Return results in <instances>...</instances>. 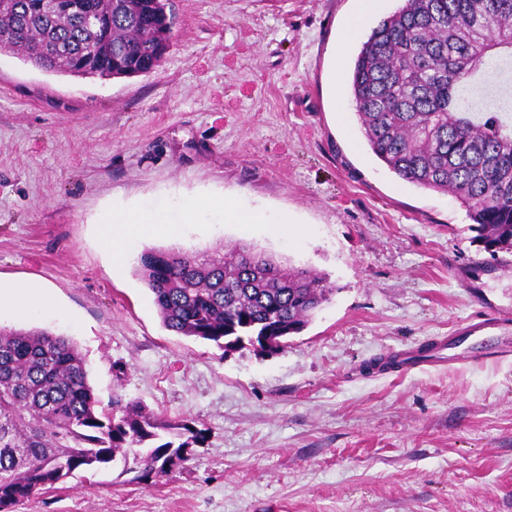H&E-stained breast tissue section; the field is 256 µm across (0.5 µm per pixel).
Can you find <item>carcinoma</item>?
Instances as JSON below:
<instances>
[{"label": "carcinoma", "mask_w": 512, "mask_h": 512, "mask_svg": "<svg viewBox=\"0 0 512 512\" xmlns=\"http://www.w3.org/2000/svg\"><path fill=\"white\" fill-rule=\"evenodd\" d=\"M163 0H8L0 49L81 78L154 72L170 47ZM101 16L107 28L94 24ZM99 49V63L83 65ZM512 0H406L372 28L354 63L352 104L372 153L401 179L453 194L486 247L512 250ZM137 275L163 326L224 342L300 332L334 285L263 253L206 258L149 249ZM118 394L104 406L76 344L45 329L0 327V512L65 482L122 463L167 473L171 448L201 445Z\"/></svg>", "instance_id": "obj_1"}]
</instances>
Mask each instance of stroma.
<instances>
[{
    "mask_svg": "<svg viewBox=\"0 0 512 512\" xmlns=\"http://www.w3.org/2000/svg\"><path fill=\"white\" fill-rule=\"evenodd\" d=\"M404 4L381 0L340 70L353 0H170L171 46L133 78L0 50V283L58 308L0 325L66 336L100 401L206 436L183 468L79 471L14 512H512V357L386 365L490 309L512 315V252L485 250L453 195L391 172L349 109L363 41ZM221 194L237 218L184 211ZM118 205L165 222L114 256L101 219ZM242 245L335 286L272 355L167 330L136 274L151 248Z\"/></svg>",
    "mask_w": 512,
    "mask_h": 512,
    "instance_id": "obj_1",
    "label": "stroma"
}]
</instances>
